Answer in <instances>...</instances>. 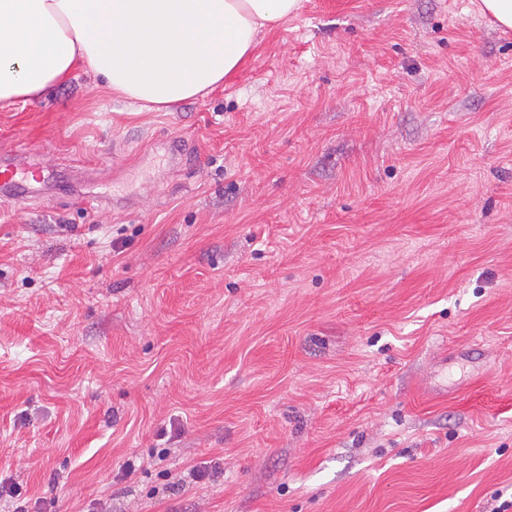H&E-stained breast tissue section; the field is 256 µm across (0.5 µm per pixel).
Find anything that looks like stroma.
Instances as JSON below:
<instances>
[{"instance_id":"1","label":"stroma","mask_w":512,"mask_h":512,"mask_svg":"<svg viewBox=\"0 0 512 512\" xmlns=\"http://www.w3.org/2000/svg\"><path fill=\"white\" fill-rule=\"evenodd\" d=\"M33 150L48 183L0 202V512L512 498V30L477 0H302L171 112L76 71L0 108Z\"/></svg>"}]
</instances>
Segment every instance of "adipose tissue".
Masks as SVG:
<instances>
[{
	"instance_id": "adipose-tissue-1",
	"label": "adipose tissue",
	"mask_w": 512,
	"mask_h": 512,
	"mask_svg": "<svg viewBox=\"0 0 512 512\" xmlns=\"http://www.w3.org/2000/svg\"><path fill=\"white\" fill-rule=\"evenodd\" d=\"M300 0H0V106L76 70L161 112L227 80Z\"/></svg>"
}]
</instances>
